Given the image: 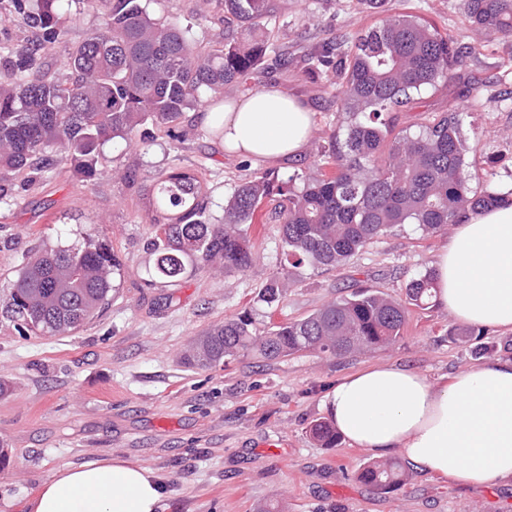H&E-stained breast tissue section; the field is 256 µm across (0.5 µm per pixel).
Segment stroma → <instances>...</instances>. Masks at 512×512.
Returning <instances> with one entry per match:
<instances>
[{
  "instance_id": "35a3bbf8",
  "label": "stroma",
  "mask_w": 512,
  "mask_h": 512,
  "mask_svg": "<svg viewBox=\"0 0 512 512\" xmlns=\"http://www.w3.org/2000/svg\"><path fill=\"white\" fill-rule=\"evenodd\" d=\"M464 0H392L438 27L469 38ZM109 0H65L66 37L46 57L47 76L65 72L70 46L99 28ZM357 0H288L268 21L275 49L292 66L268 69L258 88L302 98L313 112L305 154L267 167L276 182L312 176L330 135L346 116L329 80L311 75L299 55L324 39H348L372 24ZM459 80L423 92L395 113L397 128L418 129L459 108L461 133L480 192L512 181V104L485 91L465 101L475 80L512 84V41H491L464 59ZM183 139L156 135L146 143L114 140L94 179L59 165L0 203V290L25 255L57 239L93 229L124 263L122 286L103 316L64 336H22L0 325V512H27L43 482L65 465L117 456L153 469L165 487L162 512H261L276 501L284 512H512V483H456L414 468L401 487L383 493L360 483L373 455L340 440L322 447L309 432L323 420L325 395L342 377L382 363L403 364L435 383L482 363L512 358V333L492 328L471 342L453 341L455 317L441 307L411 314L399 341L384 351L329 356L307 351L285 360L239 357L212 369L183 364L184 347L210 326L248 309L281 262L279 225L259 208L249 234L257 259L246 272L201 269L167 288L147 285L155 229L145 192L161 173L203 169L209 209L218 216L255 166L225 152L199 119L184 112ZM448 243L413 224L388 231L343 268L298 270L276 320L305 317L363 286L402 297L408 281L428 270Z\"/></svg>"
}]
</instances>
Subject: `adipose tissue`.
<instances>
[{
    "label": "adipose tissue",
    "instance_id": "adipose-tissue-1",
    "mask_svg": "<svg viewBox=\"0 0 512 512\" xmlns=\"http://www.w3.org/2000/svg\"><path fill=\"white\" fill-rule=\"evenodd\" d=\"M223 122L226 153L268 166L303 153L312 114L274 88L247 92L200 114ZM433 301L469 326L512 331V205L458 224L435 258ZM322 408L340 435L376 454L402 449L408 465L481 485L512 478V360L460 372L437 385L412 369L379 364L344 376ZM160 478L113 457L65 465L40 487L29 512H159Z\"/></svg>",
    "mask_w": 512,
    "mask_h": 512
}]
</instances>
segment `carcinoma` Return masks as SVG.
<instances>
[{
    "mask_svg": "<svg viewBox=\"0 0 512 512\" xmlns=\"http://www.w3.org/2000/svg\"><path fill=\"white\" fill-rule=\"evenodd\" d=\"M63 0H0V12L33 30L35 41L7 52L16 80L0 83V199L16 181L68 164L91 179L103 147L136 141L151 125L171 140L178 120L203 94L224 100V90L248 89L265 69L269 44L263 28L272 0H216L224 11V44L205 48L193 27L156 18L149 0H116L98 31L68 51L66 74L45 78V55L66 35ZM378 21L362 30L341 56L327 44L310 56L311 71L334 76L341 111L350 120L331 136V150L316 175L275 184L266 175L237 185L216 221L207 211L209 187L201 172H170L150 185L156 259L149 286L167 287L199 269L248 271L255 262L248 230L255 211L274 203L285 263L253 298L251 310L227 318L197 337L184 361L216 367L240 355L281 360L305 351L340 356L385 350L403 336L416 309L428 310L434 278L427 270L405 286L404 297L360 288L295 320L258 326L282 308L292 270H334L372 240L402 224L443 235L462 217L500 205L495 192L470 186L468 148L460 113L443 112L419 131L395 130L388 117L414 95L455 77L463 60L491 38L512 39V0H466L474 42L389 0H360ZM123 262L104 240L84 233L83 243L43 245L21 264L0 317L20 335L73 333L106 311L121 285ZM310 434L334 448L340 436L326 421ZM398 460L372 461L359 482L388 491L405 483Z\"/></svg>",
    "mask_w": 512,
    "mask_h": 512,
    "instance_id": "carcinoma-1",
    "label": "carcinoma"
}]
</instances>
